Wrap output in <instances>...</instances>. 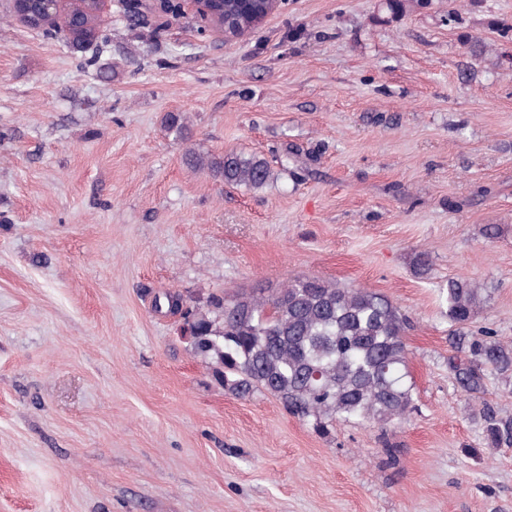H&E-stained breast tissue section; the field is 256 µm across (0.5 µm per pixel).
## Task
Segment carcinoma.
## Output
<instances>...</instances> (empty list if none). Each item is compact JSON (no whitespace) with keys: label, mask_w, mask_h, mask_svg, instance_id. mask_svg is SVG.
Here are the masks:
<instances>
[{"label":"carcinoma","mask_w":512,"mask_h":512,"mask_svg":"<svg viewBox=\"0 0 512 512\" xmlns=\"http://www.w3.org/2000/svg\"><path fill=\"white\" fill-rule=\"evenodd\" d=\"M85 25L69 13L37 29L53 38ZM166 129L192 137L188 117L169 112ZM193 171H207L228 186L260 188L273 176L269 162L236 152L185 153ZM448 323L457 355L450 358L458 388L484 392L485 372L512 377V341L484 328L468 330L481 309L484 289L450 279L445 288ZM158 309L181 318L188 351L202 360L224 391L236 397L265 392L291 414L327 435L336 423L386 426L411 414L413 382L405 332L409 319L386 296L367 288H341L308 275L271 292L264 288L232 299L210 293L194 299L173 291L155 299ZM485 440L493 448L512 444V418L487 404L478 410Z\"/></svg>","instance_id":"cac0c4a2"}]
</instances>
